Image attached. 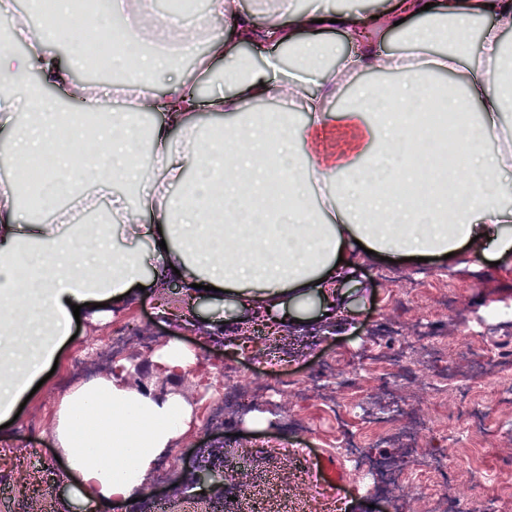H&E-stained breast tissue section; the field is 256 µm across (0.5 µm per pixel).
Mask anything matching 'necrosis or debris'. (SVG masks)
I'll return each mask as SVG.
<instances>
[{
  "mask_svg": "<svg viewBox=\"0 0 512 512\" xmlns=\"http://www.w3.org/2000/svg\"><path fill=\"white\" fill-rule=\"evenodd\" d=\"M112 0H76L77 8L70 19L72 36L80 39L83 47L84 66L95 70L111 69L114 58H121L126 70L137 67L134 55L124 52L125 29H116L113 41L101 44L88 40L87 33L97 17L109 14ZM415 333L402 337L399 345L388 348L376 343L367 348L358 361L344 389H362L367 378H375L382 385L387 405L371 411L362 398L356 397L339 404L336 420L340 434L346 435L343 444L345 455L352 468L362 475H370L363 456V439L350 433L345 421L363 419L368 428L392 433L407 446V465L395 478L406 484L422 506H429L439 497L443 485L452 474L446 457L422 452L424 440L431 435L433 426L427 416L414 410L400 391L401 386L412 384L415 377H422L432 399L452 393L465 401L456 422L448 429V439L463 444L473 439L494 442L498 427L490 415L491 408H512V357L474 347V326L465 317L457 319V339L448 342L425 317H417ZM456 347L452 360L441 359L447 344Z\"/></svg>",
  "mask_w": 512,
  "mask_h": 512,
  "instance_id": "necrosis-or-debris-1",
  "label": "necrosis or debris"
}]
</instances>
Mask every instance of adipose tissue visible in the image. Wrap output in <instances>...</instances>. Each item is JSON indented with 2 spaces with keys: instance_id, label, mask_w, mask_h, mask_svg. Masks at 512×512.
<instances>
[{
  "instance_id": "ef3b65f1",
  "label": "adipose tissue",
  "mask_w": 512,
  "mask_h": 512,
  "mask_svg": "<svg viewBox=\"0 0 512 512\" xmlns=\"http://www.w3.org/2000/svg\"><path fill=\"white\" fill-rule=\"evenodd\" d=\"M74 0H57L56 18L39 39L24 19L14 35L29 49L0 50V134L7 139V177L0 180V425L58 358L69 340L73 305L130 298L137 286L180 283L188 297L219 288L243 306L284 310L289 299L330 298L349 274L357 247L375 254L442 257L512 255V207L497 175L512 166V75L502 34L512 30V0H393L370 17L325 0L279 7L260 22L239 0H209L224 29L203 54L185 20H155L148 0H114L128 22L136 71L114 84L130 108L108 112L96 90L70 93L82 46L69 31ZM488 18L479 55L469 53L473 19ZM341 33L340 51L322 40ZM409 43L448 44L428 66L382 47L380 30ZM267 40L295 52L253 67L242 46ZM72 47L61 62L51 45ZM195 55L190 73H173L169 90L153 93L160 120L141 126L134 87L152 73L173 72ZM384 67L401 80L382 94L363 90L355 109H332L347 79ZM456 73L465 97L444 108L458 118L462 148L453 165L438 164L437 181L455 182L449 213L398 193L416 180L427 144L404 112L435 95L426 69ZM288 97L291 112H255L254 103ZM84 113L75 122L73 112ZM148 141L155 163L139 160ZM81 144L76 167L67 142ZM52 154L58 192L42 197L48 219L24 215L30 186L22 160ZM282 184L289 203L277 213L258 205ZM125 192H115V185ZM65 208H58L59 199ZM193 408L182 396L159 397L130 387L123 372L90 380L65 394L54 436L67 458L75 495L86 504L125 503L147 489L159 460L191 429Z\"/></svg>"
}]
</instances>
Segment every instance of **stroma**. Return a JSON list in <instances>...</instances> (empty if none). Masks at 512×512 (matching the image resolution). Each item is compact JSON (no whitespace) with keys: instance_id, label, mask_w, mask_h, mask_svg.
<instances>
[{"instance_id":"stroma-1","label":"stroma","mask_w":512,"mask_h":512,"mask_svg":"<svg viewBox=\"0 0 512 512\" xmlns=\"http://www.w3.org/2000/svg\"><path fill=\"white\" fill-rule=\"evenodd\" d=\"M452 280L457 289L453 311L467 318L492 309L512 308V261L462 255L456 260L396 262L358 257L350 280L337 291L334 332L324 331L316 299L303 301L294 318L279 333L255 334L251 309L236 307L223 296L199 300L192 322L179 318L185 306L179 285L148 290L123 307L109 306L80 317L75 338L65 345L54 374L27 401L9 427L13 442L0 445V512H86L66 482V462L57 458L53 439L58 404L73 386L111 374L110 362H151L157 350L179 342L192 350L197 362L182 380L194 408V423L167 459L155 470L149 492L161 494L167 512H211L205 498L177 493V485L197 466L231 472L247 470L251 488L261 486L270 471H279L288 494L268 512H348L347 498L319 494L299 481L300 466L284 458L283 449L310 448L313 454L336 449V421L325 398L283 402L279 381L304 380L319 368L350 373L370 337L396 343L387 314L408 300H416L434 320H448L451 311L437 305L434 283ZM232 371L236 385L264 383L258 398L219 403L212 385L224 371ZM428 449L462 460L463 465L433 505L443 512L446 500L490 499L497 512H512V438L501 435L488 448H454L442 439H429ZM347 497L359 503L358 512H395L394 503L412 508L409 492L388 486L367 491L351 477Z\"/></svg>"}]
</instances>
